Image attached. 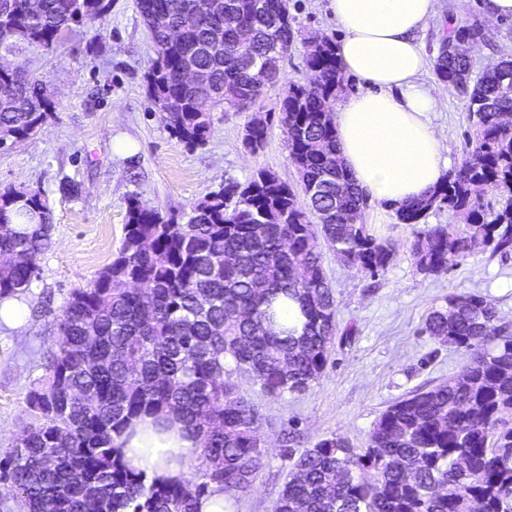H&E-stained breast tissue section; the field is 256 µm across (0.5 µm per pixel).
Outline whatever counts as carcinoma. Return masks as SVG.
<instances>
[{"label":"carcinoma","mask_w":512,"mask_h":512,"mask_svg":"<svg viewBox=\"0 0 512 512\" xmlns=\"http://www.w3.org/2000/svg\"><path fill=\"white\" fill-rule=\"evenodd\" d=\"M237 0L239 15L219 11L179 42L169 31L195 0H136L154 47L145 79L166 127L191 147L207 141L215 107L237 111L250 95L247 59L265 58L274 80L297 36L285 0L262 12ZM0 0V47H52L84 26L101 25L107 0ZM488 40L480 25L444 31L435 66L439 81L468 100L471 150L426 197L395 211L415 225L433 209L465 222L416 232L407 249L417 271L439 277L480 244L512 252V59L476 80L467 54L445 45ZM306 81L290 83L280 122L293 126L288 156L299 184L261 168L244 183L210 193L184 224L128 204L121 247L85 288L69 294L60 339L45 375L27 396L29 420L0 474L20 512H198L211 487L249 490L264 466L260 415L233 380L246 374L273 398L301 394L322 376L338 323L319 241L336 257L376 276L398 246L370 234L365 197L339 156L333 104L343 91L336 43L305 39ZM192 67L197 81L184 83ZM43 76L0 72V135L35 136L56 109ZM267 127H244L242 145L264 149ZM501 196L497 210L486 193ZM52 211L38 189L0 191V298L37 276L51 246ZM300 304L302 332L271 331L280 299ZM425 332L469 353L462 369L392 402L364 448L341 437L299 453L274 512H512V324L484 297L450 296L429 311ZM177 411L201 447L203 481L157 483L130 468L120 439L141 415Z\"/></svg>","instance_id":"carcinoma-1"}]
</instances>
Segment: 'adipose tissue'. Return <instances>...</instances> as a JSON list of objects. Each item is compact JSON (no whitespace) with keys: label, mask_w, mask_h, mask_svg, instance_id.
<instances>
[{"label":"adipose tissue","mask_w":512,"mask_h":512,"mask_svg":"<svg viewBox=\"0 0 512 512\" xmlns=\"http://www.w3.org/2000/svg\"><path fill=\"white\" fill-rule=\"evenodd\" d=\"M329 8L343 32L341 71L365 84L335 108L341 160L375 200L400 207L422 198L451 161L431 120L441 103L422 80L429 62L416 35L445 14L446 0H330ZM123 440L127 464L161 480L186 478L198 445L173 416L138 419Z\"/></svg>","instance_id":"1"}]
</instances>
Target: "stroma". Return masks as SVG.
<instances>
[{
  "label": "stroma",
  "instance_id": "1",
  "mask_svg": "<svg viewBox=\"0 0 512 512\" xmlns=\"http://www.w3.org/2000/svg\"><path fill=\"white\" fill-rule=\"evenodd\" d=\"M484 2L447 0L449 18L429 20L417 34L428 59H436L450 19L459 26L482 24L492 37L470 54L473 76L512 55V18L485 19ZM289 3L300 37L340 39L329 0ZM153 55L134 0H112L103 26L81 27L54 49L25 44L6 56L13 65L46 77L58 94V107L37 135L0 149V190L40 189L53 217L52 245L19 296L27 321L18 328L0 325V457L28 419L27 394L45 374L43 354L59 339L64 302L118 251L130 198L182 224L206 195L246 182L257 169L272 170L291 184L297 180L279 108L286 82L306 77L303 46L289 52L281 83L266 88L256 104L270 120L268 143L257 154L241 143L243 112L213 110L204 145L190 147L172 136L146 88L144 75ZM423 80L443 101L433 120L452 167H459L473 134L466 104L438 82L434 71L424 73ZM364 222L371 233L392 238L400 251L384 272L372 276L345 265L329 244H322L341 334L320 379L303 394L273 399L249 376L234 377L259 410L266 457L253 486L236 495L233 512H273L291 469L289 452L332 437L364 447L392 401L466 364L467 352L424 332L431 307L451 295L478 294L494 305L501 321L512 323V253L476 250L447 274L427 277L417 272L404 247L414 228L398 223L393 207L368 200Z\"/></svg>",
  "mask_w": 512,
  "mask_h": 512
}]
</instances>
